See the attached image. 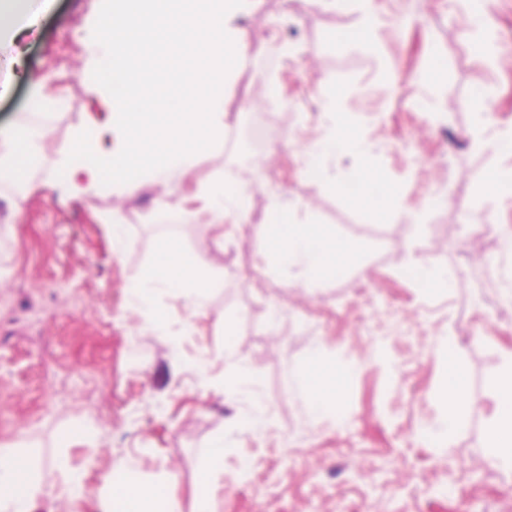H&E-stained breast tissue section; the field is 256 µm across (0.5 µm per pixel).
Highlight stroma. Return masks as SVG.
Wrapping results in <instances>:
<instances>
[{"mask_svg":"<svg viewBox=\"0 0 512 512\" xmlns=\"http://www.w3.org/2000/svg\"><path fill=\"white\" fill-rule=\"evenodd\" d=\"M483 7L487 26L470 24L465 0H374L369 16L361 0H249L236 21L248 64L224 94L230 135L171 197L237 183L245 140L263 162L248 197L261 221L178 223L169 236L220 285L201 310L154 290L156 327L134 290L169 237L159 187L75 196L58 164H83L75 135H98L85 59L109 52L112 0H48L19 40L10 26L32 18L28 2L0 0V61L22 52L26 72L0 98V137L51 131L25 182L0 177V446L26 444L39 461L32 512H87L111 482L171 473L191 512L218 437L219 512H512V469L487 460L492 382L512 353V192L477 185L512 169V149L497 146L512 136V0ZM41 78L47 105L30 86ZM481 92L485 112L472 104ZM340 124L367 152L312 154ZM353 178L357 194L341 191ZM281 211L356 254L327 279L264 272ZM413 265L452 272L451 287L426 289ZM454 347L460 423L440 447L429 432ZM243 365L248 384H227ZM327 365L344 373L337 420L317 418L297 387ZM62 460L82 474L78 496L61 493Z\"/></svg>","mask_w":512,"mask_h":512,"instance_id":"35a3bbf8","label":"stroma"}]
</instances>
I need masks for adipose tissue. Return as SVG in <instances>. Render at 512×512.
Instances as JSON below:
<instances>
[{
    "label": "adipose tissue",
    "instance_id": "1",
    "mask_svg": "<svg viewBox=\"0 0 512 512\" xmlns=\"http://www.w3.org/2000/svg\"><path fill=\"white\" fill-rule=\"evenodd\" d=\"M246 0H116L106 29L112 53L109 60L93 63L95 79L88 90L101 112L94 123L116 144L103 145L79 137L75 149L86 163L69 168V190L82 195L112 182L127 191L139 189L142 176L157 185L167 183L175 171L193 169L200 156L224 145V92L234 74L244 67L248 53L231 20ZM176 34V45L166 53L165 77L153 85V104L145 106L132 84L127 65L141 47L161 33ZM48 128L0 139V156L7 157L15 179H25L36 148L47 142ZM252 178L228 186L208 184L201 212L215 226L240 225L248 220L246 197ZM354 244L336 243L319 224H273L269 227L263 265L271 272L300 268L309 278L334 276L336 253L351 254ZM218 281L211 270L199 266L174 240L162 241L150 272L142 277L138 305L154 323L163 314L154 305L150 287L184 293L204 307ZM450 373L440 390L445 407L442 422L431 437L442 443L456 428L463 376L457 358L449 360ZM496 419L488 432L489 460L512 467V363L494 379ZM177 478L160 483L138 481L112 485L101 512H179ZM35 462L24 449L0 448V512H31L41 494Z\"/></svg>",
    "mask_w": 512,
    "mask_h": 512
}]
</instances>
